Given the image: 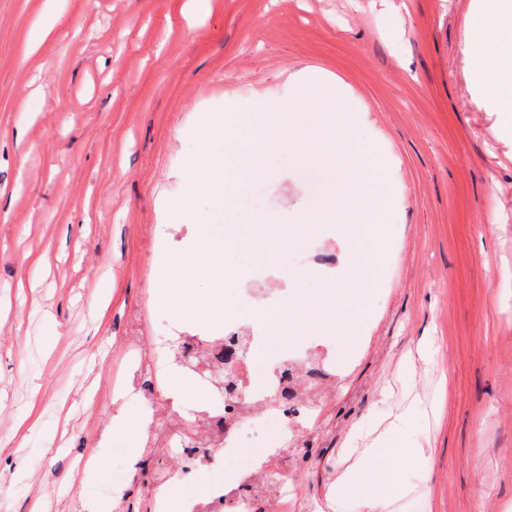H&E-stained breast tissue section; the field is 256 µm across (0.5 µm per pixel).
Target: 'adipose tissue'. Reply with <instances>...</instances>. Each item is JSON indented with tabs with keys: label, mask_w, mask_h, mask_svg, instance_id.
I'll return each mask as SVG.
<instances>
[{
	"label": "adipose tissue",
	"mask_w": 512,
	"mask_h": 512,
	"mask_svg": "<svg viewBox=\"0 0 512 512\" xmlns=\"http://www.w3.org/2000/svg\"><path fill=\"white\" fill-rule=\"evenodd\" d=\"M467 29L463 53L478 89L475 102L492 106L501 131L512 137V0H475ZM384 444L380 437L361 450L355 463L337 478V497L356 494L374 507L387 504L390 495L400 492V462H419L424 451L405 446L389 457Z\"/></svg>",
	"instance_id": "obj_1"
}]
</instances>
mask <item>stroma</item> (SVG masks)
Returning <instances> with one entry per match:
<instances>
[{"label": "stroma", "instance_id": "obj_1", "mask_svg": "<svg viewBox=\"0 0 512 512\" xmlns=\"http://www.w3.org/2000/svg\"><path fill=\"white\" fill-rule=\"evenodd\" d=\"M67 0L39 48L45 0H0V512H155L138 461L169 475L167 512L202 485L165 446L175 412L209 402L199 359L166 350L197 389L162 407L139 455L118 416L149 414L121 385L154 337L176 327L209 342L279 324L324 290L298 280L305 259L338 266L335 225L289 249L252 233L253 214L292 223L315 180L294 158L235 190L243 250L231 292L242 313L184 322L153 299L156 252L184 253L198 227L175 217L206 116L283 103L309 76L346 92L356 134L375 148L387 227L375 286L337 293L365 307L345 359L299 338L324 367L311 419L286 436L251 409L240 444L214 467L240 471L278 452L301 491L272 512H328L337 477L403 414L423 459L401 469L408 493L385 512H512V144L473 102L462 54L474 0ZM111 298L90 304L102 275ZM29 476L15 482L18 465Z\"/></svg>", "mask_w": 512, "mask_h": 512}]
</instances>
